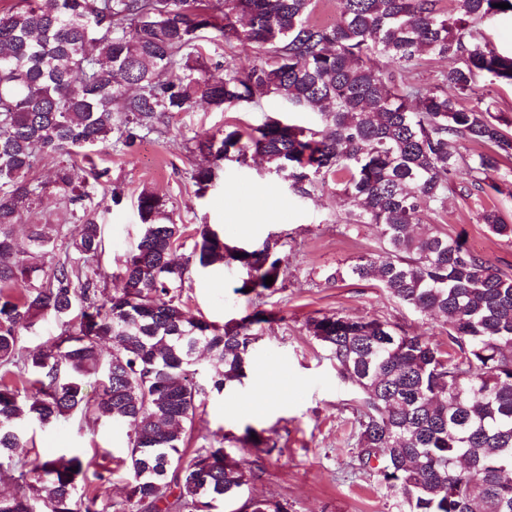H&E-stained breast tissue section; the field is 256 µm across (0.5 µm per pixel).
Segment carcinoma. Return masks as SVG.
Returning a JSON list of instances; mask_svg holds the SVG:
<instances>
[{"mask_svg": "<svg viewBox=\"0 0 512 512\" xmlns=\"http://www.w3.org/2000/svg\"><path fill=\"white\" fill-rule=\"evenodd\" d=\"M340 2L332 25L312 21L315 0H17L0 11V472L15 482L0 494V512H126L105 502L110 476L89 471L86 455L20 454L30 424L127 428L119 466L135 512H220L244 484L224 439L205 434L191 452L185 444L209 393L242 384L256 326L273 314L218 326L186 311L184 269L172 260L182 231L152 192L138 197L143 230L114 293L88 267L106 239L87 214L64 235L33 226L31 252L13 228L47 194L72 214L85 209L106 171L62 159L73 150L112 136L128 148L199 99L227 111L270 94L320 112L322 127L270 117L200 139L213 165L196 169L199 188L215 181L218 162L254 156L302 196L335 183L359 206L350 223L376 225L383 244L348 275L376 279L391 298L449 326L443 351L379 319L312 320V335L361 394L358 468L377 469L404 512H512V277L446 234L410 232L424 211L443 207L459 173L470 195L500 190L489 178L512 155V137L482 101L467 107L459 97L484 75L512 83V54L488 48L483 36L512 14V0H450L449 12L444 0ZM208 29L229 45L256 46L257 63L241 70L227 61L224 79L207 77L191 58ZM424 54L448 61L429 84L414 73ZM460 139L486 150L466 157L452 150ZM48 159L56 160L51 183L32 176ZM480 220L512 238L497 210ZM197 235L200 267L241 269L239 292L277 288L283 258L271 238L242 248L206 225ZM58 252L48 266L34 262ZM48 317L62 322L61 333L26 346L25 334ZM201 348L216 359L205 377ZM89 387L98 393L88 396ZM248 508L288 512L270 499Z\"/></svg>", "mask_w": 512, "mask_h": 512, "instance_id": "obj_1", "label": "carcinoma"}]
</instances>
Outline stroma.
<instances>
[{"label": "stroma", "mask_w": 512, "mask_h": 512, "mask_svg": "<svg viewBox=\"0 0 512 512\" xmlns=\"http://www.w3.org/2000/svg\"><path fill=\"white\" fill-rule=\"evenodd\" d=\"M228 56L237 67L247 68L258 54L250 45L228 49L218 38L203 43L200 61L210 77L220 79ZM270 116L303 128L320 124L318 113L291 108L270 95L229 112L196 104L190 111L170 114L161 133L124 150L98 144L92 158L109 171V193L94 195L86 208L109 240L101 260V285L111 292L119 288L117 273L141 233L137 198L144 191L157 193L182 229L174 258L185 269L183 298L190 314L219 325L257 309L276 316L260 329L242 385L211 395L196 419L203 432L226 434L227 452L246 473L245 485L225 500L224 512H239L251 498L287 501L289 512H401L400 495L381 486L377 471L351 467L358 394L338 377L335 362L312 336L309 323L334 313L375 318L411 328L443 349L448 326L436 315L390 298L376 281L347 277L349 266L359 256L378 252L380 242L375 225L346 223L353 205L336 185L299 196L258 158L244 164L221 162L213 186L198 188L193 174L211 160L195 152L196 140L222 134L232 123L255 127ZM490 179L496 187L483 193L468 197L449 191L445 209L425 215L421 227L461 239L512 275V239L492 234L479 219L483 210L495 209L512 224V157ZM205 224L234 245L278 239L283 266L275 291L260 297L242 294L238 268L199 267L193 244L197 228ZM338 271L345 278L336 282L332 275ZM249 427L277 442L279 453L245 447L241 438ZM125 446L124 429L93 434L66 426L35 430L33 451L43 457L82 452L93 456L95 469L101 470L112 468Z\"/></svg>", "instance_id": "stroma-1"}]
</instances>
